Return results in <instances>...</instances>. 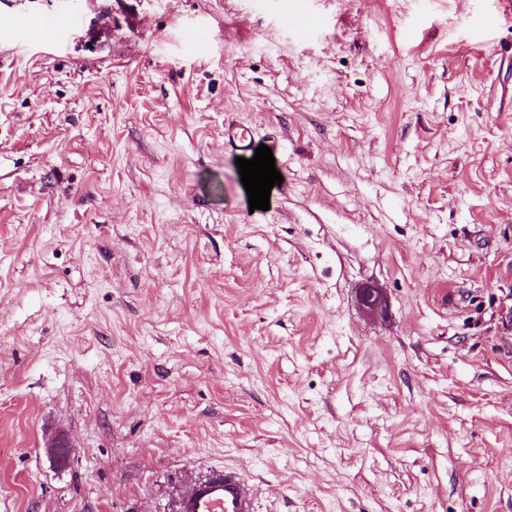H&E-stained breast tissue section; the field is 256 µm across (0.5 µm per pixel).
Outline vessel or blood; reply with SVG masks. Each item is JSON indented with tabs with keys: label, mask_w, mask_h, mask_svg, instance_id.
I'll return each mask as SVG.
<instances>
[{
	"label": "vessel or blood",
	"mask_w": 512,
	"mask_h": 512,
	"mask_svg": "<svg viewBox=\"0 0 512 512\" xmlns=\"http://www.w3.org/2000/svg\"><path fill=\"white\" fill-rule=\"evenodd\" d=\"M250 132L237 124L224 128V145L246 152L251 148ZM257 488L238 471H215L191 481L179 494L178 512H255Z\"/></svg>",
	"instance_id": "b4317fda"
}]
</instances>
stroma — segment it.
I'll list each match as a JSON object with an SVG mask.
<instances>
[{"instance_id":"35a3bbf8","label":"stroma","mask_w":512,"mask_h":512,"mask_svg":"<svg viewBox=\"0 0 512 512\" xmlns=\"http://www.w3.org/2000/svg\"><path fill=\"white\" fill-rule=\"evenodd\" d=\"M309 3L0 0V512H512V0ZM251 133L235 123L224 128V146L232 150L247 152L251 148ZM258 489L238 471L197 477L179 494L178 512H256Z\"/></svg>"}]
</instances>
